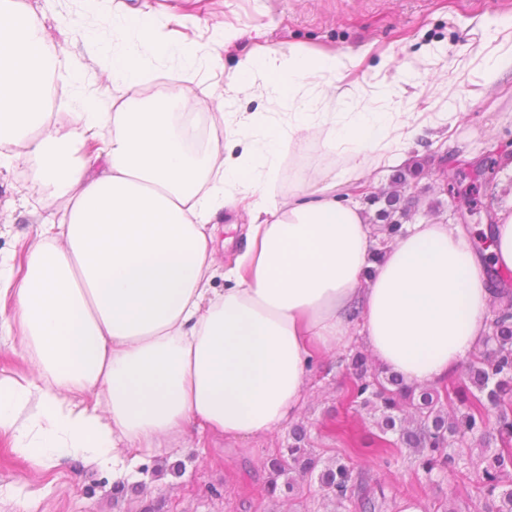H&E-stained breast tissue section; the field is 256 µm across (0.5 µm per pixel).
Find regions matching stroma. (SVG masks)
<instances>
[{
  "mask_svg": "<svg viewBox=\"0 0 512 512\" xmlns=\"http://www.w3.org/2000/svg\"><path fill=\"white\" fill-rule=\"evenodd\" d=\"M44 22L46 40L59 49L63 71L54 77L52 105L60 112L73 108V89L66 73L79 69L80 87L104 104L127 97L128 89L113 77L104 61L112 50V18L118 4L148 13L178 42L207 46L211 55L191 79L180 78L172 60L149 59L148 76L139 87L140 100L165 92L166 81L186 92L219 97L224 79L239 56L258 46L289 52L321 49L362 52L350 85L353 99L373 95L381 82L410 68L416 79L400 84L394 107L400 112L433 109L430 85L434 73L446 69L461 93L476 89L480 80L475 52L486 30L512 24V0H21ZM241 30L231 47L216 41L223 28ZM504 92L469 106L465 121L455 129L440 127L436 138L422 137L406 155L423 163L417 184L402 194L411 202L407 223L432 215L446 223L454 216L440 172L448 153L457 148L482 150L487 142L512 141V71ZM347 160L327 152L320 140L306 139L283 157L281 173L271 186L280 198L298 184H321L346 171ZM23 168L0 167V257L10 259L15 276H22L35 226L55 221ZM337 354L327 355L310 379L308 402L301 422L311 430L315 448L337 450L338 420L353 415L343 399ZM288 428L241 441L220 435L197 445L193 436L171 443L147 458L136 480L113 478L95 462L75 457L34 470L12 451L10 436L0 434V512H18L28 500L30 512H323L318 483L301 487L294 500L274 504L265 495L269 479L264 460L288 443ZM374 481L386 494L385 512H400L402 502L424 505L453 502L457 512H483L485 500L476 488H462L448 478L436 484L416 476L407 460L392 467L375 465Z\"/></svg>",
  "mask_w": 512,
  "mask_h": 512,
  "instance_id": "1",
  "label": "stroma"
}]
</instances>
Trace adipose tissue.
I'll return each mask as SVG.
<instances>
[{"instance_id":"obj_1","label":"adipose tissue","mask_w":512,"mask_h":512,"mask_svg":"<svg viewBox=\"0 0 512 512\" xmlns=\"http://www.w3.org/2000/svg\"><path fill=\"white\" fill-rule=\"evenodd\" d=\"M177 56L193 74L206 49L175 44L145 14L112 20V74L128 87L147 76L144 55ZM362 57L350 51L267 48L240 58L225 100L272 89L285 124L233 156L226 142L252 126L235 112L194 131L210 102L175 88L147 104L114 109L76 95L67 123L47 112L58 58L43 25L17 0H0V146L8 163L35 164L59 220L36 227L22 280L0 266V334L23 332L28 377L0 374V432L39 468L87 457L128 475L185 433L243 440L296 421L309 394L311 361L362 339L374 359L411 385L445 382L489 333L492 273L512 272V197L499 206L490 262L461 225L427 218L404 225L378 263L364 209L337 199L361 180V158L401 164L423 125L413 113L353 103L340 86ZM335 99L319 112L317 96ZM322 135L351 162L320 188L269 195L280 154ZM103 138L104 156L81 162L79 145ZM246 203L244 249L212 282L214 229L224 207ZM37 410L26 418L28 402Z\"/></svg>"}]
</instances>
